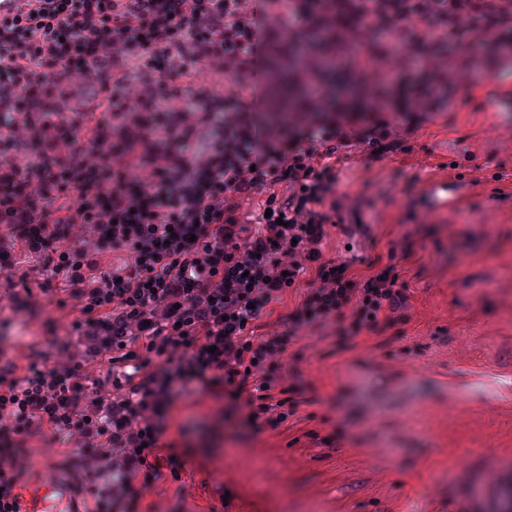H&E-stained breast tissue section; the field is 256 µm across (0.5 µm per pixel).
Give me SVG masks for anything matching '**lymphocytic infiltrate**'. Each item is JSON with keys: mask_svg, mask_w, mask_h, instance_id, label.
Here are the masks:
<instances>
[{"mask_svg": "<svg viewBox=\"0 0 512 512\" xmlns=\"http://www.w3.org/2000/svg\"><path fill=\"white\" fill-rule=\"evenodd\" d=\"M481 11L468 0H22L0 12V238L39 253V290L77 312L95 353L135 368L89 385L56 337L21 368L0 347V512H20L23 448L46 429L66 438L52 469L74 497L91 512H137L177 398L222 393L242 401L248 425L277 430L303 402L283 376L293 345L402 322L412 230L361 275L320 249L333 232L372 236L337 166L406 151L418 120L446 108L459 75L449 44L512 26V0ZM345 15L336 68L384 91L413 69L435 82L404 109L383 99L324 119L313 84L305 109L260 110L263 60L290 47L313 71L302 32ZM115 251L130 265L104 272ZM302 280L287 321L249 336Z\"/></svg>", "mask_w": 512, "mask_h": 512, "instance_id": "obj_1", "label": "lymphocytic infiltrate"}]
</instances>
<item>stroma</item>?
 <instances>
[{"instance_id":"obj_1","label":"stroma","mask_w":512,"mask_h":512,"mask_svg":"<svg viewBox=\"0 0 512 512\" xmlns=\"http://www.w3.org/2000/svg\"><path fill=\"white\" fill-rule=\"evenodd\" d=\"M460 78L411 152L341 166V189L373 202L374 242L332 235L321 245L332 259L373 257L417 225L404 322L351 344L296 345L286 370L306 403L279 430L243 425L220 397L176 404L141 512H458L466 494L488 500L496 474L512 470V185L495 178L512 171V56ZM447 150L465 162L467 193L459 211L430 222L417 188ZM74 319L35 293L0 310V344L22 358L34 324L48 320L85 351ZM65 448L30 442L23 498L52 480L48 462Z\"/></svg>"}]
</instances>
